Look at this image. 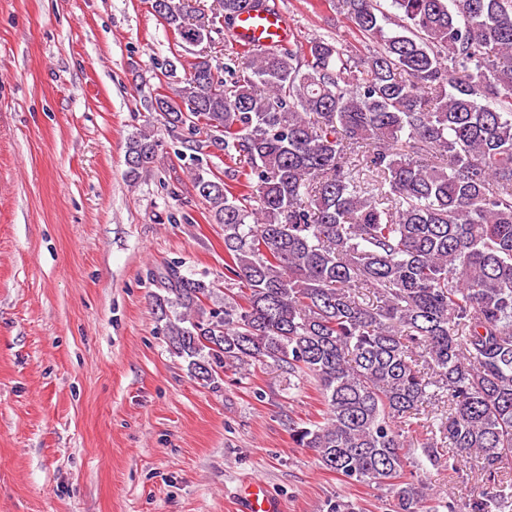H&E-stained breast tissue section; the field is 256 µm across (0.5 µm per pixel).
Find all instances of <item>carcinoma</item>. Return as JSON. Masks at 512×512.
I'll return each mask as SVG.
<instances>
[{"label": "carcinoma", "mask_w": 512, "mask_h": 512, "mask_svg": "<svg viewBox=\"0 0 512 512\" xmlns=\"http://www.w3.org/2000/svg\"><path fill=\"white\" fill-rule=\"evenodd\" d=\"M216 2L229 23L247 7L269 10L266 0ZM387 2L395 14L381 0H339L376 44L362 57L324 36L258 46L229 89L213 59L189 63L158 109L248 165L238 195L194 177L224 225L225 278L240 288L207 309L212 285L172 267L155 307L196 380L216 388L268 360L313 379L325 417L293 425V440L323 468L385 488L388 512H504L512 0ZM161 6L174 33L189 25L184 0ZM179 100L197 110L181 112ZM161 150L151 129L132 136L129 181ZM428 465L478 485L462 502L436 496L420 476Z\"/></svg>", "instance_id": "1"}]
</instances>
